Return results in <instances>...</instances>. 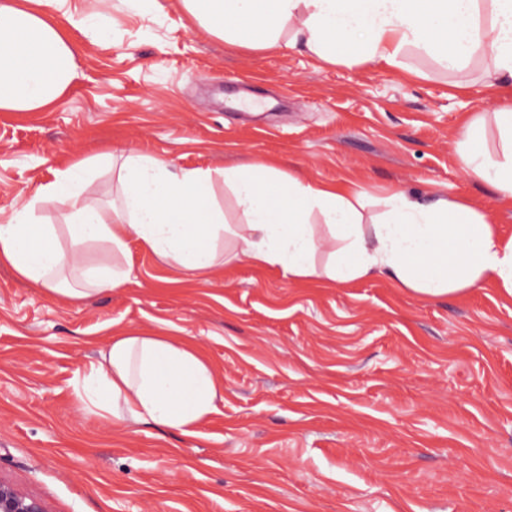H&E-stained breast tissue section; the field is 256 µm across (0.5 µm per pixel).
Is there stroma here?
I'll return each instance as SVG.
<instances>
[{
  "instance_id": "35a3bbf8",
  "label": "stroma",
  "mask_w": 512,
  "mask_h": 512,
  "mask_svg": "<svg viewBox=\"0 0 512 512\" xmlns=\"http://www.w3.org/2000/svg\"><path fill=\"white\" fill-rule=\"evenodd\" d=\"M77 76L40 112H0V211L52 169L111 149L174 168L273 160L363 193L460 200L512 238V198L458 164L501 86L481 57L448 71L330 64L209 34L179 0H71ZM124 288L67 303L0 269V479L50 512H512V294L496 279L436 299L384 275L346 285L225 264L179 273L130 243ZM119 333L192 343L223 385L187 437L81 411L73 386Z\"/></svg>"
}]
</instances>
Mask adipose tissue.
Masks as SVG:
<instances>
[{
    "label": "adipose tissue",
    "instance_id": "1",
    "mask_svg": "<svg viewBox=\"0 0 512 512\" xmlns=\"http://www.w3.org/2000/svg\"><path fill=\"white\" fill-rule=\"evenodd\" d=\"M217 37L265 50L304 48L327 62L336 50L364 61L398 64L407 47L435 56L448 70L479 55L512 88V0H181ZM87 24L68 0H0V111L39 112L53 104L76 75L66 28ZM290 39H283L284 28ZM499 158L480 146L481 120L460 132L458 161L472 179L512 197V97L494 114ZM114 166L102 152L54 169L37 195L0 212V267L80 303L124 287L121 259L138 243L173 269L204 275L221 263L280 268L298 277L337 284L380 272L423 298L478 287L489 277L512 293V240L501 241L485 216L444 196L420 199L402 191L384 196L382 219L362 222L363 197L337 186L283 176L272 164L224 168L225 185L245 215L217 248L224 214L213 204V174L171 170L162 160L129 154L118 166L108 206L90 199L94 172ZM64 213L63 225L38 224L39 205ZM332 232L330 261L317 268L322 248L312 214ZM222 386L190 345L169 336L112 337L75 384L80 409L122 423L152 421L184 435L217 409Z\"/></svg>",
    "mask_w": 512,
    "mask_h": 512
}]
</instances>
